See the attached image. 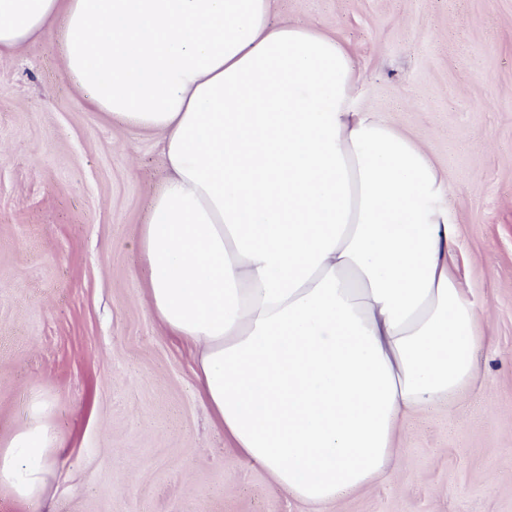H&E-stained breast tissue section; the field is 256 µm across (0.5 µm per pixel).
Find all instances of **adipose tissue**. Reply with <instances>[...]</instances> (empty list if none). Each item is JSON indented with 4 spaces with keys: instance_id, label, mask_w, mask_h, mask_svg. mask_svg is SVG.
I'll list each match as a JSON object with an SVG mask.
<instances>
[{
    "instance_id": "ef3b65f1",
    "label": "adipose tissue",
    "mask_w": 512,
    "mask_h": 512,
    "mask_svg": "<svg viewBox=\"0 0 512 512\" xmlns=\"http://www.w3.org/2000/svg\"><path fill=\"white\" fill-rule=\"evenodd\" d=\"M271 0H0V54L59 34L67 77L166 167L136 248L152 314L196 354L213 423L275 492L337 502L393 475L421 410L480 375L450 185L360 108L349 49ZM0 443L47 499L50 405Z\"/></svg>"
}]
</instances>
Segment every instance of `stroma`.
Masks as SVG:
<instances>
[{"label": "stroma", "instance_id": "stroma-1", "mask_svg": "<svg viewBox=\"0 0 512 512\" xmlns=\"http://www.w3.org/2000/svg\"><path fill=\"white\" fill-rule=\"evenodd\" d=\"M352 47L359 104L448 172L479 379L403 431L394 477L307 505L212 426L190 349L132 250L166 177L156 138L91 109L56 36L0 55V439L46 398L50 498L0 512H512V0H273Z\"/></svg>", "mask_w": 512, "mask_h": 512}]
</instances>
